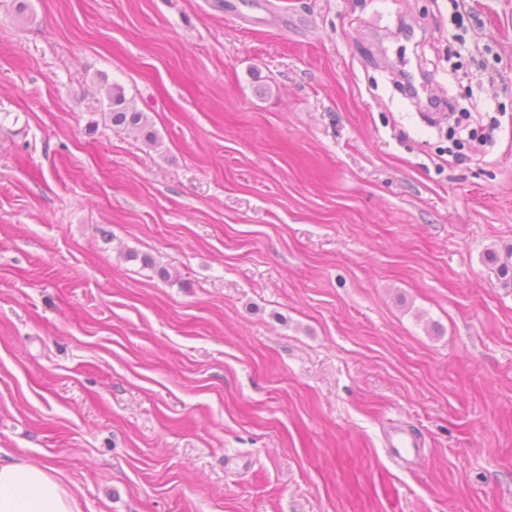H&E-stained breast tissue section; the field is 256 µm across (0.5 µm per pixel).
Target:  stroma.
Listing matches in <instances>:
<instances>
[{
  "label": "stroma",
  "instance_id": "obj_1",
  "mask_svg": "<svg viewBox=\"0 0 512 512\" xmlns=\"http://www.w3.org/2000/svg\"><path fill=\"white\" fill-rule=\"evenodd\" d=\"M510 246L512 0H0V450L80 512H512ZM108 102L112 124L116 126L124 125L137 131L150 144L157 142L156 133L151 129L150 117L126 99L121 86L113 85L110 88ZM387 445L397 458L415 454L420 447L416 437L409 431L394 428L387 435Z\"/></svg>",
  "mask_w": 512,
  "mask_h": 512
}]
</instances>
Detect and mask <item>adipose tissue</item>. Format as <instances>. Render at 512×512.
I'll use <instances>...</instances> for the list:
<instances>
[{"mask_svg": "<svg viewBox=\"0 0 512 512\" xmlns=\"http://www.w3.org/2000/svg\"><path fill=\"white\" fill-rule=\"evenodd\" d=\"M50 467L0 460V512H76Z\"/></svg>", "mask_w": 512, "mask_h": 512, "instance_id": "obj_1", "label": "adipose tissue"}]
</instances>
